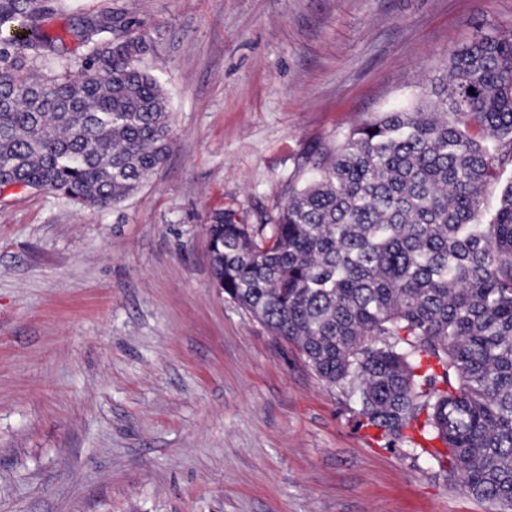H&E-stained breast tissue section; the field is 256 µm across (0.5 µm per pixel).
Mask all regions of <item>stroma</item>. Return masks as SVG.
Instances as JSON below:
<instances>
[{
    "instance_id": "stroma-1",
    "label": "stroma",
    "mask_w": 512,
    "mask_h": 512,
    "mask_svg": "<svg viewBox=\"0 0 512 512\" xmlns=\"http://www.w3.org/2000/svg\"><path fill=\"white\" fill-rule=\"evenodd\" d=\"M149 46L172 147L103 209L0 188V512H490L216 288L207 227L413 107L512 0H45Z\"/></svg>"
}]
</instances>
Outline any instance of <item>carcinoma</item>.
Listing matches in <instances>:
<instances>
[{"instance_id": "carcinoma-1", "label": "carcinoma", "mask_w": 512, "mask_h": 512, "mask_svg": "<svg viewBox=\"0 0 512 512\" xmlns=\"http://www.w3.org/2000/svg\"><path fill=\"white\" fill-rule=\"evenodd\" d=\"M44 0H0V185L92 209L121 202L166 160L167 94L143 66L132 22L72 30L76 70L31 69L59 54ZM512 29L454 49L408 111L385 112L322 153L273 219L235 209L209 225L216 286L315 373L343 389L378 438L457 475L512 512Z\"/></svg>"}]
</instances>
